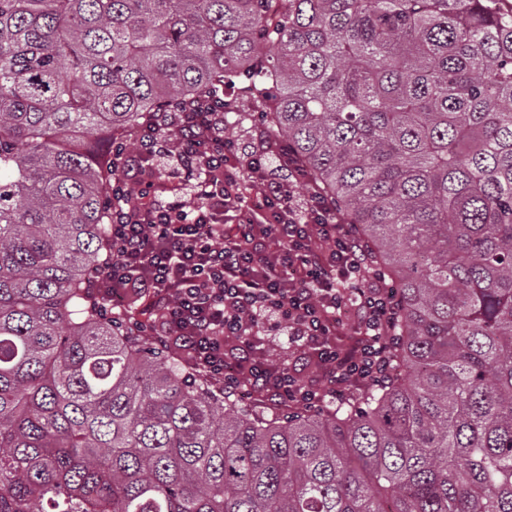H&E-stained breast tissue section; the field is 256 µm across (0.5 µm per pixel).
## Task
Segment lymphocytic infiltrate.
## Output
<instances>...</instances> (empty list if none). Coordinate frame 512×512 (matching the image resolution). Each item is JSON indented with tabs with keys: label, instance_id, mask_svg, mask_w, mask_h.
<instances>
[{
	"label": "lymphocytic infiltrate",
	"instance_id": "1",
	"mask_svg": "<svg viewBox=\"0 0 512 512\" xmlns=\"http://www.w3.org/2000/svg\"><path fill=\"white\" fill-rule=\"evenodd\" d=\"M223 118L217 98L191 112L163 113L135 151L113 145L104 296L122 304L143 298L148 312L162 316L151 335L178 344L233 391L315 407L346 396L352 384L383 380L392 367L391 287L369 272L364 247L325 200L312 192L298 197L301 175L270 178L271 163L288 162L283 148L260 142L247 167H238L237 142L215 131ZM170 130L180 136L171 182L190 187L192 207L147 164ZM230 210L239 219L228 229ZM344 327L349 340L337 342ZM280 331L313 359L317 381L257 355L258 343Z\"/></svg>",
	"mask_w": 512,
	"mask_h": 512
}]
</instances>
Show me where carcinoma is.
Here are the masks:
<instances>
[{
  "mask_svg": "<svg viewBox=\"0 0 512 512\" xmlns=\"http://www.w3.org/2000/svg\"><path fill=\"white\" fill-rule=\"evenodd\" d=\"M226 88L397 290L337 405L241 406L95 288L103 153ZM0 512H512V12L0 0Z\"/></svg>",
  "mask_w": 512,
  "mask_h": 512,
  "instance_id": "cac0c4a2",
  "label": "carcinoma"
}]
</instances>
